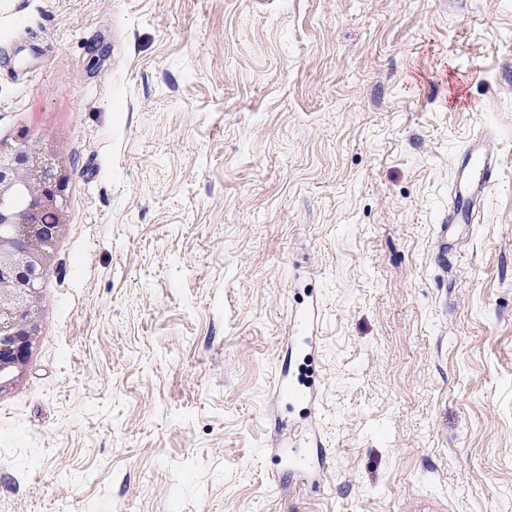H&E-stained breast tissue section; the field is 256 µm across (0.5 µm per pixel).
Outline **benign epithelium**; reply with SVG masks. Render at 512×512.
Segmentation results:
<instances>
[{
  "label": "benign epithelium",
  "instance_id": "1",
  "mask_svg": "<svg viewBox=\"0 0 512 512\" xmlns=\"http://www.w3.org/2000/svg\"><path fill=\"white\" fill-rule=\"evenodd\" d=\"M68 175L22 136L0 140V380L24 368L39 330L42 281L66 225ZM54 216L47 224L44 217Z\"/></svg>",
  "mask_w": 512,
  "mask_h": 512
}]
</instances>
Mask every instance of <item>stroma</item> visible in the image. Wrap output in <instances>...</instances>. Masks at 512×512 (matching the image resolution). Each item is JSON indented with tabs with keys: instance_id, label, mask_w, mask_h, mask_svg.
<instances>
[{
	"instance_id": "1",
	"label": "stroma",
	"mask_w": 512,
	"mask_h": 512,
	"mask_svg": "<svg viewBox=\"0 0 512 512\" xmlns=\"http://www.w3.org/2000/svg\"><path fill=\"white\" fill-rule=\"evenodd\" d=\"M21 135L69 183L0 512H512V0H0ZM496 179V163L483 137L469 142L464 150L462 168L453 184L448 201V221L440 228L439 258L448 261V226L474 224L480 213L484 190Z\"/></svg>"
}]
</instances>
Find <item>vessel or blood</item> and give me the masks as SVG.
I'll use <instances>...</instances> for the list:
<instances>
[{
    "instance_id": "b4317fda",
    "label": "vessel or blood",
    "mask_w": 512,
    "mask_h": 512,
    "mask_svg": "<svg viewBox=\"0 0 512 512\" xmlns=\"http://www.w3.org/2000/svg\"><path fill=\"white\" fill-rule=\"evenodd\" d=\"M496 178V163L484 138L469 142L464 160L448 201V221L452 224L476 223L485 189Z\"/></svg>"
}]
</instances>
